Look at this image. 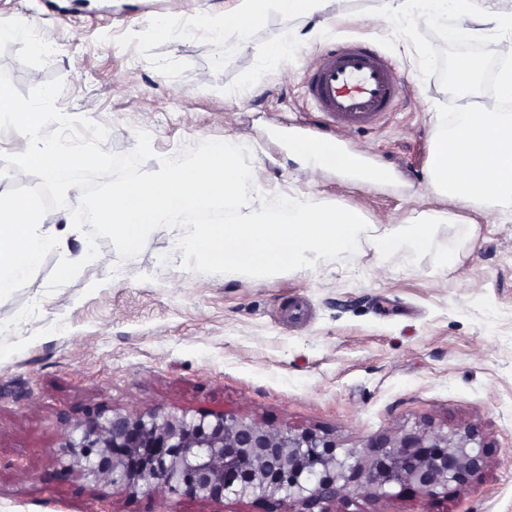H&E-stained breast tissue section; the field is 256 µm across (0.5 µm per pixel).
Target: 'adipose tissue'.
I'll use <instances>...</instances> for the list:
<instances>
[{
    "label": "adipose tissue",
    "instance_id": "adipose-tissue-1",
    "mask_svg": "<svg viewBox=\"0 0 512 512\" xmlns=\"http://www.w3.org/2000/svg\"><path fill=\"white\" fill-rule=\"evenodd\" d=\"M327 5L328 0H233L220 17L198 16L190 24L220 48L230 35H246L278 12L311 20L306 35L312 38L330 22ZM401 17L443 29L452 23L474 38L488 33L500 38L496 96L472 100L481 67L470 61L456 74L461 111L433 117L427 179L442 207L420 211L403 224H376L360 212L339 209L312 195H281L256 208L247 201L248 190L256 185L255 171L239 160L240 137L228 136L204 144L194 159L166 165L106 198L99 211L113 238L132 248L146 231L164 225L186 263L220 271L228 280L273 279L295 271H318L366 244L383 259L400 255L411 260L434 247L442 264L451 266L469 240V225H460L458 236L442 247L434 234L440 225L452 223L455 205L511 224L512 113L502 104L512 100V0H494L484 9L476 8L473 0H384L377 20L385 27ZM67 121L65 115L42 112L40 103L16 104L0 89V122L15 133L7 178L24 179L32 163L62 156L60 133ZM217 204L224 207L223 223L181 220L188 211ZM78 232V225L48 221L39 193H32L31 206L22 213L0 199V294L25 279L48 251L66 254L63 275L92 265L102 273L100 286L117 280L110 256L93 240H84L80 253L68 256V239Z\"/></svg>",
    "mask_w": 512,
    "mask_h": 512
}]
</instances>
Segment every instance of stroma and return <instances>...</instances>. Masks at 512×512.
<instances>
[{
	"instance_id": "stroma-1",
	"label": "stroma",
	"mask_w": 512,
	"mask_h": 512,
	"mask_svg": "<svg viewBox=\"0 0 512 512\" xmlns=\"http://www.w3.org/2000/svg\"><path fill=\"white\" fill-rule=\"evenodd\" d=\"M225 0H0V14L29 16L52 55L25 41L0 40V84L16 103L42 101L76 114L107 158L138 157L149 174L171 150L185 159L206 141L243 135L240 161L256 167V203L281 193L314 194L370 221L394 224L432 203L426 170L435 112L460 104L453 76L469 54L498 62V37L450 40L411 23L375 28L380 0H340L341 21L303 39L279 64L266 51L305 19L269 15L223 53L195 29L179 40L154 34L153 16L184 20L223 10ZM365 37L392 58L409 92L382 127L365 134L322 133L339 152L369 151L381 179L353 184L325 169L305 182L295 155L296 122L314 123L301 99L299 60H314L331 37ZM99 169L98 190L82 202L58 197L77 217L129 180ZM473 240L453 267L435 250L414 262L379 259L370 247L314 274L273 281L225 280L185 269L165 231L132 250L94 223L96 239L121 274L93 287L98 268L60 273L59 254L0 297V512H98L103 498L62 473L55 457L64 418L121 409L191 414L235 412L267 424L335 434L344 445L394 428L431 422L470 425L485 444V465L468 494L448 493V512H512V223L475 219ZM20 460L25 472L9 468ZM112 512H270L246 498L223 506L194 499L107 498Z\"/></svg>"
}]
</instances>
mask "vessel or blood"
<instances>
[{
  "mask_svg": "<svg viewBox=\"0 0 512 512\" xmlns=\"http://www.w3.org/2000/svg\"><path fill=\"white\" fill-rule=\"evenodd\" d=\"M302 94L318 125L348 133L383 126L408 94L391 58L364 39L328 45L314 62L302 63ZM317 127L303 129L302 140L316 144Z\"/></svg>",
  "mask_w": 512,
  "mask_h": 512,
  "instance_id": "b4317fda",
  "label": "vessel or blood"
}]
</instances>
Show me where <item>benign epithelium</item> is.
Returning a JSON list of instances; mask_svg holds the SVG:
<instances>
[{
    "label": "benign epithelium",
    "instance_id": "1",
    "mask_svg": "<svg viewBox=\"0 0 512 512\" xmlns=\"http://www.w3.org/2000/svg\"><path fill=\"white\" fill-rule=\"evenodd\" d=\"M56 461L95 487L161 504L191 496L222 503L254 497L348 512L353 497L387 504L405 487L434 499L483 465L478 433L431 423L344 448L325 432L270 427L230 413L190 416L115 409L86 421L63 418Z\"/></svg>",
    "mask_w": 512,
    "mask_h": 512
}]
</instances>
